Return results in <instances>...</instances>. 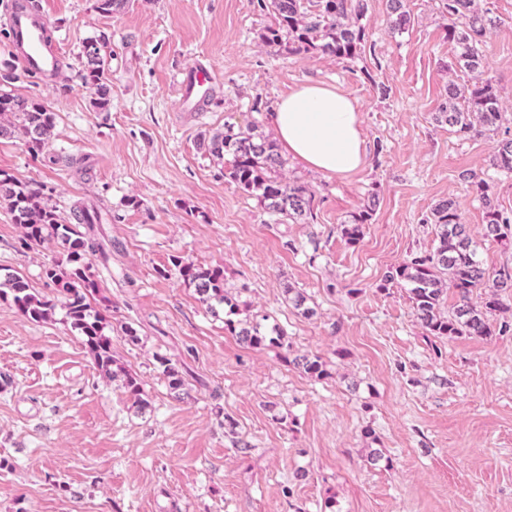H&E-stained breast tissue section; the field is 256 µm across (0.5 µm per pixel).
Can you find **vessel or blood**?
Listing matches in <instances>:
<instances>
[{
  "mask_svg": "<svg viewBox=\"0 0 512 512\" xmlns=\"http://www.w3.org/2000/svg\"><path fill=\"white\" fill-rule=\"evenodd\" d=\"M10 38L19 53L23 69L48 77L60 70V50L48 45L44 9L40 0H11L8 7ZM215 69L212 63L190 68L180 84V109L201 112L213 97Z\"/></svg>",
  "mask_w": 512,
  "mask_h": 512,
  "instance_id": "b4317fda",
  "label": "vessel or blood"
}]
</instances>
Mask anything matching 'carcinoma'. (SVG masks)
Wrapping results in <instances>:
<instances>
[{
    "label": "carcinoma",
    "instance_id": "cac0c4a2",
    "mask_svg": "<svg viewBox=\"0 0 512 512\" xmlns=\"http://www.w3.org/2000/svg\"><path fill=\"white\" fill-rule=\"evenodd\" d=\"M260 10L271 15L272 24L264 27L260 40L290 54L331 55L338 59L356 58L364 49L365 31L356 20L367 11V0H257ZM392 23L402 29L411 23L406 0H388ZM445 38L454 47V68L470 76L464 83L451 82L445 102L435 120L453 128L461 138L495 136L490 151L494 169L512 173V131L504 130L505 121L500 95L492 81L483 78V46L487 35L496 26L489 10L478 7V0H440ZM112 50L106 38H91L82 45L83 82L93 91V103L106 109L112 102V85L108 77ZM56 115L43 104L23 95L0 90V138H17L35 157L43 154L53 136ZM253 123L242 128L224 123V129L208 138L206 148L214 157L228 159L224 176L240 190L254 196L267 215L269 224H308L314 219L316 191L303 183L282 177L284 165L276 143L257 132ZM469 188L485 205V236L498 242H512V217L499 209L488 196V183L476 173L465 176ZM0 201L14 223L23 230V245L32 248L53 240L67 249L63 267L55 261L44 266L43 277L57 292L51 299L40 296L21 276L9 275L0 281V288L10 290L17 310L33 321L53 317L57 306L66 311L67 323L78 331L82 344L93 355L105 376L123 378L134 403L141 405V387L137 379L112 356L111 338L106 335V316L95 309L90 296L98 284L86 275V256L101 252L94 236L96 213L83 212L81 222L72 224L56 207L45 200L41 187L23 183L0 171ZM376 206V194L348 224L341 225L347 242H358L365 233ZM425 222L435 225L437 244L433 251L419 253L385 272L384 284L407 287L409 299L420 326L428 336H478L495 333L489 316L512 309L501 300V294L512 288V267L498 269L488 266L479 256L476 243L463 224L456 200L439 201L426 216ZM175 273L194 284L202 301L224 306V329L253 348L289 349L288 337L282 329L266 331L260 322L237 318L239 304L224 287V271L201 268L176 256L172 267L163 275ZM456 295L455 305L448 311L444 304L448 291ZM483 291L482 304L472 303V296ZM162 375L174 391L185 388L186 379L165 357L158 358ZM303 373L316 378L328 376L321 357L300 355L290 360Z\"/></svg>",
    "mask_w": 512,
    "mask_h": 512
}]
</instances>
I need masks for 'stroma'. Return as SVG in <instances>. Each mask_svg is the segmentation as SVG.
<instances>
[{
	"label": "stroma",
	"instance_id": "obj_1",
	"mask_svg": "<svg viewBox=\"0 0 512 512\" xmlns=\"http://www.w3.org/2000/svg\"><path fill=\"white\" fill-rule=\"evenodd\" d=\"M43 6L62 68L24 75L0 15V89L55 112V134L36 158L0 139V171L44 185L63 217L100 212L112 267L89 257L93 304L147 406L97 368L64 309L35 322L0 299V512H512V329L428 336L406 289L382 282L389 266L434 247L425 218L443 198L457 200L488 265L512 266V244L484 237L483 209L462 179L490 175L510 211L512 175L491 174L488 137L464 140L434 119L454 77L437 0H408L402 31L386 0H368L367 43L351 61L263 45L271 18L252 0H127L110 16L96 0ZM480 6L497 19L484 76L512 115V0ZM99 36L112 45L106 111L81 79L82 45ZM204 60L217 94L191 115L178 86ZM307 80L355 101L366 163L331 177L286 159L284 176L316 190L315 217L268 224L202 141L228 121L273 135L279 97ZM372 192L364 236L347 244L340 226ZM22 236L0 204V274L55 296L42 271L61 248L28 249ZM175 256L223 268L242 317L284 328L289 350L225 331L194 286L164 276ZM288 285L305 292L310 315L288 301ZM287 352L320 356L328 377L300 372ZM161 356L190 376L188 395L169 390ZM374 449L384 458L373 465Z\"/></svg>",
	"mask_w": 512,
	"mask_h": 512
}]
</instances>
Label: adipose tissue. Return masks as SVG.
I'll use <instances>...</instances> for the list:
<instances>
[{
    "label": "adipose tissue",
    "mask_w": 512,
    "mask_h": 512,
    "mask_svg": "<svg viewBox=\"0 0 512 512\" xmlns=\"http://www.w3.org/2000/svg\"><path fill=\"white\" fill-rule=\"evenodd\" d=\"M270 123L288 156L310 169L344 176L366 159L355 102L336 87L305 82L280 97Z\"/></svg>",
    "instance_id": "obj_1"
}]
</instances>
